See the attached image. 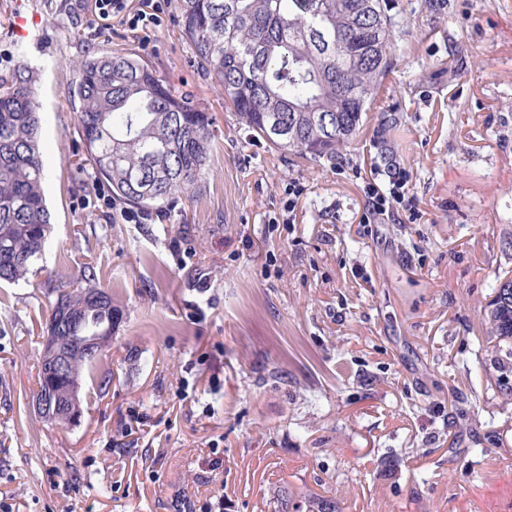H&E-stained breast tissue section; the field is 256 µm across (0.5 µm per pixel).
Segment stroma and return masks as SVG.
I'll list each match as a JSON object with an SVG mask.
<instances>
[{
	"mask_svg": "<svg viewBox=\"0 0 512 512\" xmlns=\"http://www.w3.org/2000/svg\"><path fill=\"white\" fill-rule=\"evenodd\" d=\"M142 2L101 20L95 0H0V75L38 73L53 223L40 272L0 285V512H275L286 488L336 512H512V372L482 332L512 271V0H397L396 66L334 163L245 143L175 6L131 30ZM91 50L144 59L214 118L204 183L164 222H127L75 173ZM384 112L402 117L385 141ZM397 170L419 219H367L365 180ZM88 267L119 311L109 385L52 425L32 408L49 291Z\"/></svg>",
	"mask_w": 512,
	"mask_h": 512,
	"instance_id": "35a3bbf8",
	"label": "stroma"
}]
</instances>
